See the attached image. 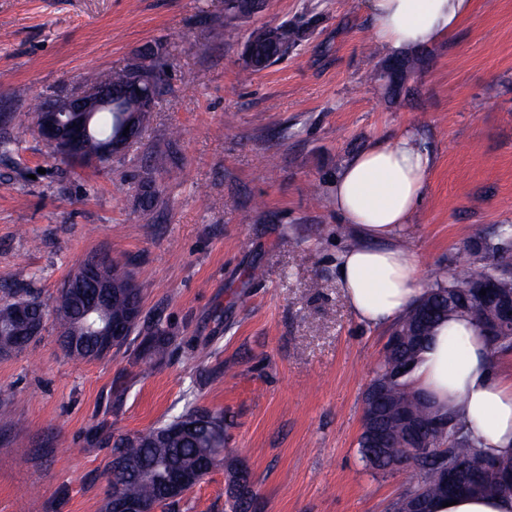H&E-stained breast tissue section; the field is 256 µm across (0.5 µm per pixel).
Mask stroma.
I'll return each instance as SVG.
<instances>
[{
  "mask_svg": "<svg viewBox=\"0 0 512 512\" xmlns=\"http://www.w3.org/2000/svg\"><path fill=\"white\" fill-rule=\"evenodd\" d=\"M301 38L246 74L248 35ZM363 0H263L224 24V0H0V113L63 98L146 46L168 70L148 126L105 166L68 165L33 130L0 125V288L52 302L93 255L143 290L129 344L76 363L54 318L0 354V512H103L105 436L161 425L194 404L224 414V455L248 468L250 512H390L411 469L377 471L358 437L390 328L360 324L336 257L356 244L330 204L345 161L409 131L432 156L396 242L420 287L512 224V0H473L448 38L418 49L407 91L373 74L389 53ZM159 188L140 198L145 171ZM164 363L142 358L155 328ZM164 512H228L215 468Z\"/></svg>",
  "mask_w": 512,
  "mask_h": 512,
  "instance_id": "stroma-1",
  "label": "stroma"
}]
</instances>
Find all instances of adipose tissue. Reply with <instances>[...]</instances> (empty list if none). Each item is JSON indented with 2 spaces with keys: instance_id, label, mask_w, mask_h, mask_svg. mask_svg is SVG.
<instances>
[{
  "instance_id": "obj_1",
  "label": "adipose tissue",
  "mask_w": 512,
  "mask_h": 512,
  "mask_svg": "<svg viewBox=\"0 0 512 512\" xmlns=\"http://www.w3.org/2000/svg\"><path fill=\"white\" fill-rule=\"evenodd\" d=\"M372 37L399 51L448 37L471 0H368ZM432 159L414 134L402 132L350 157L333 184L337 214L366 242L345 249L338 275L347 305L360 322L382 327L419 304L418 268L392 237L419 206ZM412 386L448 415L483 456L512 457V378L493 366L472 318L440 323Z\"/></svg>"
}]
</instances>
